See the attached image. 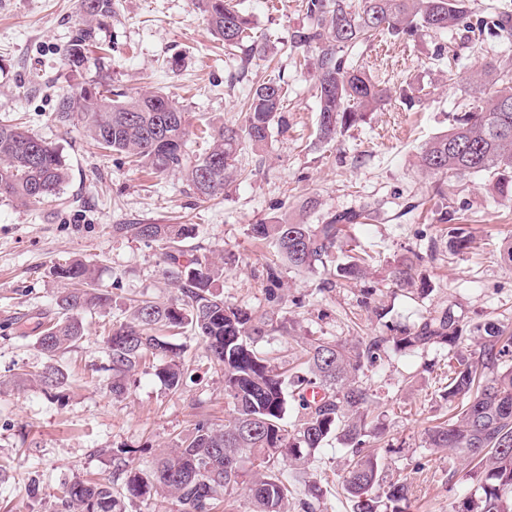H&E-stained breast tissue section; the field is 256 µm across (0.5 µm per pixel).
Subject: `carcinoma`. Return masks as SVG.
<instances>
[{"mask_svg": "<svg viewBox=\"0 0 512 512\" xmlns=\"http://www.w3.org/2000/svg\"><path fill=\"white\" fill-rule=\"evenodd\" d=\"M211 34L228 47L249 38L253 22L237 0H198ZM79 22L65 53L70 70L79 72L88 48L97 42L95 23L112 16V0H81ZM311 27L294 35V47L315 43L316 90L319 98L318 139L332 142L346 129L366 120L389 99L364 68L350 67L342 52L373 36L388 32L415 36L445 33L458 27L467 0H362L353 12L345 0H306ZM474 92L468 110L454 115L448 129L421 150L418 163L425 172L444 179L486 175L502 196H512V58L488 63L470 78ZM282 81L258 85L245 104L240 126L214 125L209 147L187 151L186 112L162 91L115 92L102 82H78L59 99L55 119L66 126L80 117L87 136L102 148L135 158L156 172L178 169L201 200L222 193L236 170L240 146L266 145L273 126L287 125L283 115ZM68 178L59 152L30 130L0 122V194L23 206H34L55 195ZM275 215L253 224L252 236L272 249L288 267L314 272L334 257L350 217H330L323 224ZM194 224H114L112 232L145 243L162 245L169 284L177 295L169 304L154 300L129 303L130 317L112 326L103 339V352L112 381L110 394L122 395L127 380L142 362L159 360L155 376L170 390L183 384V349L161 335L187 329L202 345L206 357L224 374V396L231 416L222 425L198 422L174 448L162 452L142 470L124 460L115 477L123 478L125 494L112 490L113 480L79 478L62 484L55 512H126L125 498L164 494L180 512H214L217 502L231 497L237 486H248L246 512H285L288 480L277 469L279 459L306 472L310 458L331 436L346 446L344 489L352 512H411L409 485L387 477L381 457L370 447L366 422L373 393L364 384L365 370L383 361L387 347L406 352L446 348L455 360L444 396L454 415L443 426L426 432L428 448H446L469 462L465 474L471 490L456 512H512V324L489 321L475 326L476 348L462 342L459 319L447 309L433 310L412 326L384 321L386 309L371 302L368 292L359 306L371 310L389 334L362 336L348 345L325 339L303 342L304 366L283 370L257 350V344L284 327V295L277 270L266 269L269 306L252 311L224 302L216 283L224 266L206 253L189 252L183 242L193 238ZM461 228L448 229V252H462L469 237ZM373 256L339 263L334 278L351 281L368 273ZM426 256L414 249L395 260L389 279L398 288L423 300L432 292L417 276ZM68 288L55 299L61 317L39 332L36 344L45 357L39 373L42 386L60 391L68 376L59 359L85 336L82 314L112 308V293L95 287L94 269L81 260L55 267ZM296 403L298 420L285 424L288 401Z\"/></svg>", "mask_w": 512, "mask_h": 512, "instance_id": "1", "label": "carcinoma"}]
</instances>
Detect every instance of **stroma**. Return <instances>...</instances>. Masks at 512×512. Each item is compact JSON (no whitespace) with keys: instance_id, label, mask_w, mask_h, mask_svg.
Here are the masks:
<instances>
[{"instance_id":"1","label":"stroma","mask_w":512,"mask_h":512,"mask_svg":"<svg viewBox=\"0 0 512 512\" xmlns=\"http://www.w3.org/2000/svg\"><path fill=\"white\" fill-rule=\"evenodd\" d=\"M114 3L98 32L100 49L76 75L63 50L82 16L80 0H0V119H21L58 149L70 173L57 198L35 207L0 196V512H53L61 482L110 477L122 458L148 468L197 420L220 424L229 414L222 372L185 334L174 338L187 366L181 391H168L148 364L122 396L106 390L103 338L126 319L127 298L167 303L175 296L161 248L114 235L113 225H196L187 248L228 261L225 301L261 310L270 253L251 237L250 225L279 209L297 215L309 198L318 201L306 215L310 224L372 206L371 219L352 226L340 245L346 255L354 249L376 255L366 278L326 288L323 274L281 266L292 329L273 333L257 348L284 369L297 365L302 340L350 343L382 333L357 303L366 288L376 289L395 325L442 308L469 329L512 318V266L500 259L512 232V198L498 194L483 175L448 187L449 213L464 215L474 236L468 249L449 257L432 200L436 179L417 164L422 145L471 103V74L512 54V0H469L462 24L448 33L412 40L382 34L346 50L347 63L365 66L392 99L328 145L317 141L319 102L309 65L318 49L300 56L287 47L311 24L305 0H240L253 20L251 38L265 50L246 67L239 49L213 38L195 0ZM98 78L132 93H167L185 110L190 147L198 152L206 147L202 129L212 121L241 123L250 88L268 80L285 81L288 127L273 128L263 149L242 146L233 181L203 201L180 173L148 174L94 146L80 121L55 122L68 85ZM431 245L436 257L422 272L432 292L421 302L397 290L387 274L405 249ZM74 259L95 268L98 288L114 301L110 310L84 316V339L59 360L68 388L57 399L35 379L44 365L35 340L41 313L53 310L66 286L54 269ZM451 364L443 350L392 353L363 378L374 394L373 423L386 442L382 462L390 478L411 483L412 512H450L469 490L467 462L423 446L425 430L448 417L442 391ZM345 456L333 438L316 453L309 471L320 482L317 497L304 477L288 473V512H350L341 479ZM33 482L39 493L30 498L25 488Z\"/></svg>"}]
</instances>
